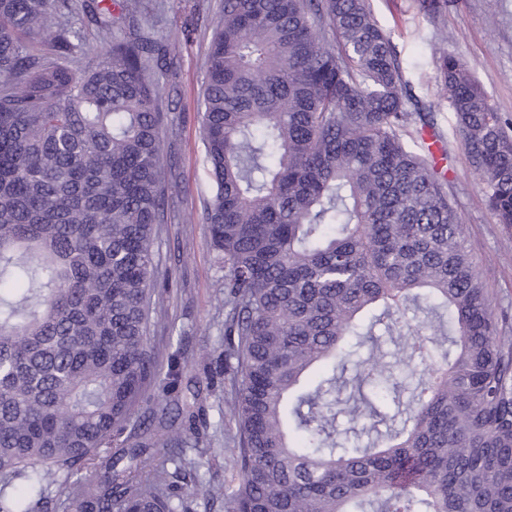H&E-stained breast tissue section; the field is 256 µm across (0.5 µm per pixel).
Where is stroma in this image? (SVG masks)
I'll use <instances>...</instances> for the list:
<instances>
[{
  "instance_id": "1",
  "label": "stroma",
  "mask_w": 512,
  "mask_h": 512,
  "mask_svg": "<svg viewBox=\"0 0 512 512\" xmlns=\"http://www.w3.org/2000/svg\"><path fill=\"white\" fill-rule=\"evenodd\" d=\"M89 0H71L65 13L52 16L50 27L80 33L88 49L102 51L109 38L88 19ZM374 16L390 35L414 95L433 111L435 131L448 150L444 167L473 256L489 278L498 311L512 317V229L497 224L472 173L454 114L443 99L438 57L458 58L480 83L495 109L512 118V0H436L420 9L418 0H372ZM223 0H146L143 23L162 43H178L179 61L161 84L173 124L164 136L167 220L155 249L171 280L160 298L162 319L151 330L150 347L158 362L180 353L188 377L202 375L224 355V264L212 249L204 223V206L213 190L198 123L206 53ZM228 383L209 395L200 439L185 447L198 470L169 471L174 485L202 477L215 486L234 483L236 429L224 412Z\"/></svg>"
}]
</instances>
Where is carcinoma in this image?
<instances>
[{
  "label": "carcinoma",
  "instance_id": "obj_1",
  "mask_svg": "<svg viewBox=\"0 0 512 512\" xmlns=\"http://www.w3.org/2000/svg\"><path fill=\"white\" fill-rule=\"evenodd\" d=\"M97 8L124 36L78 65L77 32L42 23L70 0H0V512L58 483L74 512H512V336L433 159L434 126L370 0H224L200 135L224 259L233 487L179 493L154 433L184 365L150 348L165 218L158 74L144 0ZM443 91L497 222L512 227L507 119L455 57ZM397 334L394 360L375 327ZM420 372L408 403L394 368ZM353 372L360 403L340 407ZM339 444L341 414L379 433ZM91 470V480L71 477ZM25 483L38 496L10 492Z\"/></svg>",
  "mask_w": 512,
  "mask_h": 512
}]
</instances>
